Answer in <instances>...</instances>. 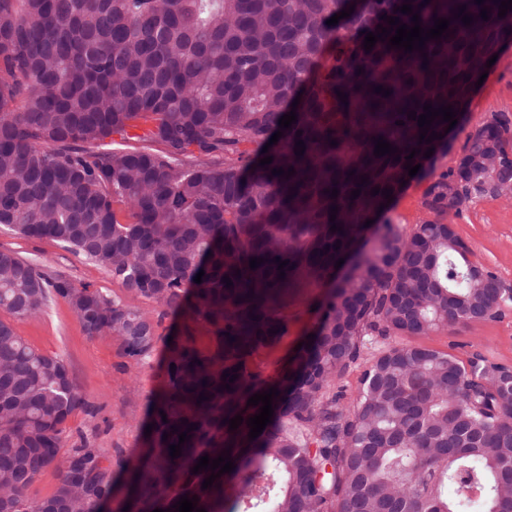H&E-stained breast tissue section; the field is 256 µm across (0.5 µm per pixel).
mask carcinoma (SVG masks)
<instances>
[{"mask_svg":"<svg viewBox=\"0 0 512 512\" xmlns=\"http://www.w3.org/2000/svg\"><path fill=\"white\" fill-rule=\"evenodd\" d=\"M404 4L425 30L435 17L450 20L449 36L421 51L389 49L387 39L365 50L367 33L389 27L382 15L412 25V14L398 11ZM460 5L468 26L454 18ZM499 5L0 0V225L63 245L126 294L46 275L0 250V309L21 319L61 297L88 335L116 336L125 357L143 362L160 341L166 350L152 432L123 468L128 512H176L183 495L224 512L229 494L242 512H512V368L479 353L463 363L428 345L374 341L493 319L512 301L444 222L512 193V116L476 124L438 175L424 164L448 156L449 122L436 117L430 131L443 138L421 143L418 120L408 118L430 104L450 105L461 119L480 64L512 39V10L500 17ZM351 6L349 17L326 24ZM379 86L390 95L375 93ZM296 100V122L279 128ZM114 135L121 142L106 147ZM379 136L400 160L374 155ZM414 149L421 168L410 177ZM268 155L272 163L260 165ZM290 167L287 179L271 173ZM413 181L427 182L422 205L436 219L408 234L386 219L361 254L366 220L387 213L385 196L371 190L395 196ZM254 257L263 262L252 269ZM306 285L328 287L312 345L266 377L257 357L287 333L291 300ZM132 300L155 304L158 317ZM170 313L187 319L171 341L159 333ZM364 347L371 357L346 411L336 382ZM234 368L238 378L221 388ZM271 387L280 392L271 423L251 440L247 420L260 406L247 401ZM2 402L10 413H0V512H98V492L113 488L112 458L62 447L64 425L83 404L66 363L0 319ZM237 415L243 422L231 430ZM181 432L190 439L173 459L169 445ZM228 449L235 468L202 488L213 471L193 467ZM50 466L55 491L32 496Z\"/></svg>","mask_w":512,"mask_h":512,"instance_id":"cac0c4a2","label":"carcinoma"}]
</instances>
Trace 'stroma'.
<instances>
[{
    "label": "stroma",
    "instance_id": "35a3bbf8",
    "mask_svg": "<svg viewBox=\"0 0 512 512\" xmlns=\"http://www.w3.org/2000/svg\"><path fill=\"white\" fill-rule=\"evenodd\" d=\"M468 112L469 125L495 112L512 114V47L503 49L483 84L475 88ZM422 191V186L413 182L393 198L387 212L393 223L408 231L426 219ZM447 220L467 245L469 260L496 273L504 287L512 290V198L475 201L462 213L448 215ZM0 249L17 252L42 272L64 274L111 296L124 294L111 275L52 240L22 238L2 226ZM320 294L319 288L311 286L301 289L292 301L287 334L259 357L265 376H278L288 367L297 345L313 332L317 317L312 304ZM13 325L30 345L64 359L85 401L65 424L63 447L86 443L113 459L135 460L144 441L148 402L164 381L163 346H156L144 362L129 360L112 336L88 335L60 297L38 313L14 320ZM423 342L462 361L478 352L491 362L512 366V302L502 304L495 319L427 336Z\"/></svg>",
    "mask_w": 512,
    "mask_h": 512
}]
</instances>
